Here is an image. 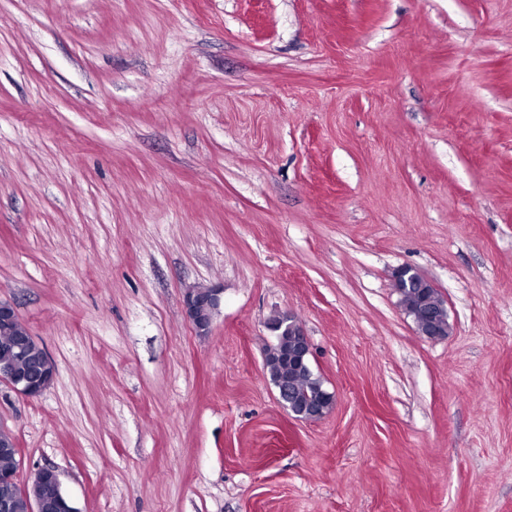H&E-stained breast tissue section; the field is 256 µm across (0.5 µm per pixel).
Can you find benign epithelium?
<instances>
[{"mask_svg": "<svg viewBox=\"0 0 512 512\" xmlns=\"http://www.w3.org/2000/svg\"><path fill=\"white\" fill-rule=\"evenodd\" d=\"M430 287L432 284L410 266H403L395 273L393 288L397 290ZM221 294L223 290L219 288H193L185 293V314L198 333L210 332L214 313L221 304ZM0 327L6 332L17 330L13 350L16 359L24 362L21 368L1 363L0 383L29 399L41 396L56 374L53 358L7 301H0ZM273 331L295 337L294 357L298 361L313 356L309 337L291 313L281 314ZM17 456L19 449L15 436L0 426V457L12 460ZM18 509L23 512H76L55 468H41L29 485L19 482L17 468H0V512H16Z\"/></svg>", "mask_w": 512, "mask_h": 512, "instance_id": "benign-epithelium-1", "label": "benign epithelium"}]
</instances>
